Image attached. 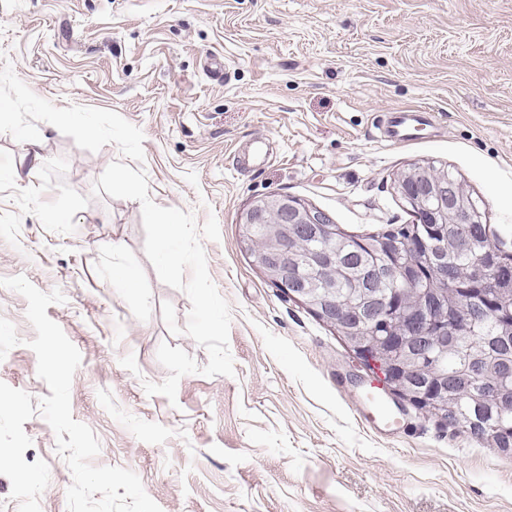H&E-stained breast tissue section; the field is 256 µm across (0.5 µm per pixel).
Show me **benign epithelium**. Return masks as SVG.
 <instances>
[{"mask_svg": "<svg viewBox=\"0 0 512 512\" xmlns=\"http://www.w3.org/2000/svg\"><path fill=\"white\" fill-rule=\"evenodd\" d=\"M397 190L414 210L417 223L428 226V232L419 236L424 246L444 226L481 223L475 205L464 204L443 169L415 165L398 177ZM240 223L266 227L265 242L253 243V250L256 264L275 287L303 304L326 325L343 334L350 332L345 320L354 310L351 301L343 298V289L337 286L333 272L336 248L344 247L347 240L328 214L288 194H271L256 200L243 212ZM305 236L328 240L333 246L320 253L316 280L303 285L295 255ZM376 248L382 258L403 252L406 261L395 265L376 263L388 270L394 288L390 297L363 316L360 335L349 337L350 346L378 371V381L384 390L417 409L438 414L440 409L448 408V398L437 389L441 382L437 359L448 353V336H457L459 332L450 324L448 307L425 301L433 279L415 281L409 276L408 268L416 266L412 259L414 245L383 231L377 234ZM473 278L479 290L476 302L489 301L507 290L512 308L511 264L494 269L477 266Z\"/></svg>", "mask_w": 512, "mask_h": 512, "instance_id": "1", "label": "benign epithelium"}]
</instances>
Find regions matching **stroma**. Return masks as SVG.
Wrapping results in <instances>:
<instances>
[{"mask_svg":"<svg viewBox=\"0 0 512 512\" xmlns=\"http://www.w3.org/2000/svg\"><path fill=\"white\" fill-rule=\"evenodd\" d=\"M419 108L432 125L387 141ZM30 139L42 165L4 180ZM114 161L220 228L202 247L235 374L184 376L173 403L142 386L168 375L159 345L208 353L162 318L171 303L185 326L191 303L146 257L139 201L93 191ZM414 165L447 170L512 251V0H0V277L64 293L46 313L81 353L71 411L100 441L93 463L134 471L162 512H512V454L388 397L396 430L367 424L378 390L360 360L242 237L241 214L274 193L352 235L413 223L396 181ZM117 266L135 288L115 292ZM26 307L0 287L22 340L0 382L37 401ZM23 429L25 461L50 469L41 512H67L54 431L38 414ZM424 119L425 118L413 113L399 114L391 122L392 124L388 129V136L392 140L400 143L413 141L417 139L416 132L421 125L420 121Z\"/></svg>","mask_w":512,"mask_h":512,"instance_id":"stroma-1","label":"stroma"}]
</instances>
